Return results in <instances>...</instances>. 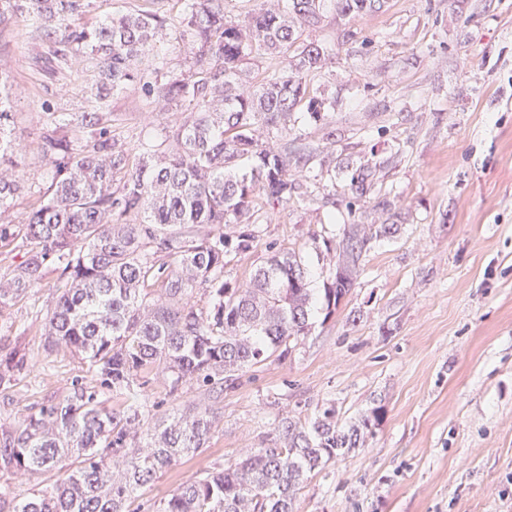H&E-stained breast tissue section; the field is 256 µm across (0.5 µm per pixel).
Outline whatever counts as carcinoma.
<instances>
[{
	"instance_id": "obj_1",
	"label": "carcinoma",
	"mask_w": 512,
	"mask_h": 512,
	"mask_svg": "<svg viewBox=\"0 0 512 512\" xmlns=\"http://www.w3.org/2000/svg\"><path fill=\"white\" fill-rule=\"evenodd\" d=\"M329 4L355 21L385 0H266L243 24L226 20L224 0H183L172 27L188 69L146 90L190 116L148 155L112 137L109 96L139 79L133 61L153 51L166 19L137 11L84 24L80 0H0V22L24 17L57 57H82L100 76L86 111L67 123L46 113L40 151L51 181L22 228L0 224V247L23 252L0 281V312L54 267L48 336L85 360L95 382L75 381L18 425L0 427V471L55 476L50 488L23 498L0 492V512H128L134 491L158 471L207 448L224 387L272 357L288 358L311 331L318 307L303 257L273 251L234 284L224 280V260L257 247L249 220L259 197L284 203L303 188L295 172L311 151L297 137L276 146L260 130L288 129L300 107L316 123L334 111L308 84L333 49L303 39ZM265 54L284 55L286 65L254 85L242 65ZM11 122L0 97V204L23 183ZM370 177H352V192L364 195ZM398 232L397 224H346L338 242L323 241L336 266L324 288L325 318L353 288L372 243ZM7 340L0 336L5 388L28 367L26 353ZM150 372L169 396L195 381L213 402L159 416L143 389ZM381 411L368 409L346 429L336 425L333 402L305 423L283 415L260 447L180 484L155 512H296L309 478L364 445Z\"/></svg>"
}]
</instances>
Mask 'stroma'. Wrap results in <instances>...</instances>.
Here are the masks:
<instances>
[{
    "mask_svg": "<svg viewBox=\"0 0 512 512\" xmlns=\"http://www.w3.org/2000/svg\"><path fill=\"white\" fill-rule=\"evenodd\" d=\"M138 10L173 17L180 4L87 0L83 17ZM304 37L334 50L309 85L336 109L321 123H289V137L314 150L307 192L274 209L258 201L259 245L224 277L245 282L269 249H288L309 256L319 296L334 270L314 259L313 234L392 222L400 231L374 242L350 293L296 353L225 389L207 448L137 489L130 512H154L180 484L258 447L277 415L304 420L327 401L342 425L370 407L384 414L364 447L311 479L299 512H512V0H388L354 22L328 8ZM185 67L172 35L157 39L142 82L110 98L113 137L134 146L180 124L184 113L160 110L142 83ZM96 83L81 58L49 63L22 18L0 26V92L16 114L25 173L6 221L23 223L51 180L43 113L85 111ZM367 165L373 187L353 199L351 178ZM56 279L47 271L0 314L32 363L0 387L2 426L86 374L45 331Z\"/></svg>",
    "mask_w": 512,
    "mask_h": 512,
    "instance_id": "stroma-1",
    "label": "stroma"
}]
</instances>
